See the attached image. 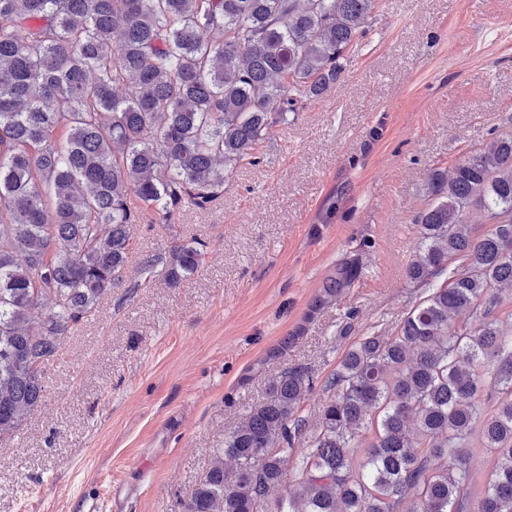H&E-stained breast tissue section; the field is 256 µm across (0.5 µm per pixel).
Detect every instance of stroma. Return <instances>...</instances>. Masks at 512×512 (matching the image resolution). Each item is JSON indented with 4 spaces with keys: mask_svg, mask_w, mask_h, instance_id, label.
I'll return each mask as SVG.
<instances>
[{
    "mask_svg": "<svg viewBox=\"0 0 512 512\" xmlns=\"http://www.w3.org/2000/svg\"><path fill=\"white\" fill-rule=\"evenodd\" d=\"M512 130V0H377L336 85L216 204L134 228L121 282L62 340L44 402L0 441V512H185L224 438L286 370L316 388L426 290L408 266L433 171ZM200 239L169 285L142 263ZM353 276L335 301L323 288Z\"/></svg>",
    "mask_w": 512,
    "mask_h": 512,
    "instance_id": "obj_1",
    "label": "stroma"
}]
</instances>
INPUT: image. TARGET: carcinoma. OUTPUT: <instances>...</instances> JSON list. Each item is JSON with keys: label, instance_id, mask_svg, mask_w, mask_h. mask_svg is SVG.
Segmentation results:
<instances>
[{"label": "carcinoma", "instance_id": "carcinoma-1", "mask_svg": "<svg viewBox=\"0 0 512 512\" xmlns=\"http://www.w3.org/2000/svg\"><path fill=\"white\" fill-rule=\"evenodd\" d=\"M376 2L0 0V440L122 279L145 213L206 209L258 165L273 127L336 84ZM430 189L408 275L426 286L450 266L448 283L354 343L312 435L297 413L313 379L273 381L186 512H512V131ZM205 260V242H181L141 273L161 265L176 286ZM476 447L493 463L478 495Z\"/></svg>", "mask_w": 512, "mask_h": 512}]
</instances>
